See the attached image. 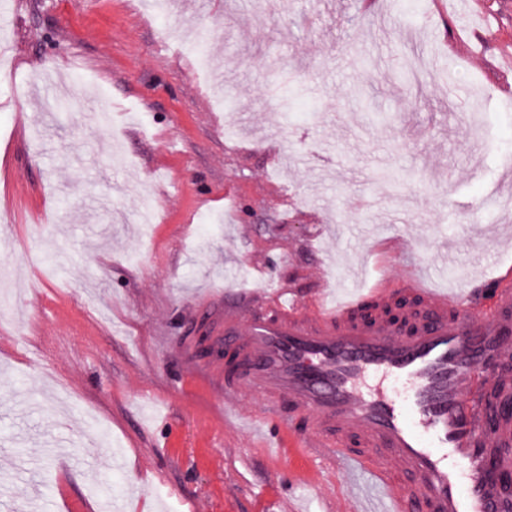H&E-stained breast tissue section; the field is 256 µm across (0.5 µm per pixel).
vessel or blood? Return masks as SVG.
<instances>
[{"mask_svg": "<svg viewBox=\"0 0 512 512\" xmlns=\"http://www.w3.org/2000/svg\"><path fill=\"white\" fill-rule=\"evenodd\" d=\"M438 280L415 262L404 287L309 304L284 285L224 292L225 398L274 409L264 447L290 425L366 476L351 512H512V277H481L489 308Z\"/></svg>", "mask_w": 512, "mask_h": 512, "instance_id": "obj_1", "label": "vessel or blood"}]
</instances>
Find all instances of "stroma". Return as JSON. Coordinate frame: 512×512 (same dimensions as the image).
<instances>
[{
  "instance_id": "stroma-1",
  "label": "stroma",
  "mask_w": 512,
  "mask_h": 512,
  "mask_svg": "<svg viewBox=\"0 0 512 512\" xmlns=\"http://www.w3.org/2000/svg\"><path fill=\"white\" fill-rule=\"evenodd\" d=\"M0 0V512H347L349 476L286 466L224 423L201 306L262 279L354 289L485 274L512 226V52L500 0ZM203 52L238 109L196 73ZM297 84L287 106L273 76ZM112 105L94 123L89 97ZM402 224L441 235L414 245Z\"/></svg>"
}]
</instances>
